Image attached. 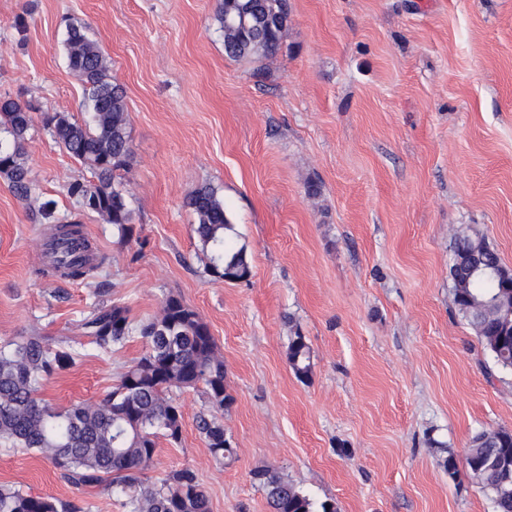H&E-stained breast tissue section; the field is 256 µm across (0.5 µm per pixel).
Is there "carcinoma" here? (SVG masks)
<instances>
[{
    "instance_id": "obj_1",
    "label": "carcinoma",
    "mask_w": 512,
    "mask_h": 512,
    "mask_svg": "<svg viewBox=\"0 0 512 512\" xmlns=\"http://www.w3.org/2000/svg\"><path fill=\"white\" fill-rule=\"evenodd\" d=\"M216 20L224 34V50L235 60L275 55L288 28V0H220ZM68 68L84 86L87 118L79 121L65 112H46L43 126L54 142L91 170L92 179L74 181L67 192L79 211L97 214L115 226L121 238L133 235V217L115 174L129 166L132 156L124 89L112 81L106 56L87 28L69 25L64 40ZM31 106L0 99V177L13 195L29 203L34 195L27 145L32 128ZM194 215L192 230L208 258V273L227 282L246 280L251 266L245 245L235 242L224 197L211 184L197 187L186 199ZM53 240L80 243L86 254L67 253L35 269L40 278L85 280L105 263L83 237L81 222L58 224ZM453 256L462 265L450 266L451 293L457 313L472 327L496 364L512 369V320L501 307H512V271L497 251L478 234L454 235ZM83 336L101 352L110 353L134 336L145 342L143 356L120 376L100 402L56 408L39 397L40 384L76 365L79 353L69 338L54 341L26 336L0 345V439L17 448L48 457L77 487L95 488L107 480L134 487L132 474L149 466L158 440L178 442L182 432L180 406L172 389L204 384L211 407L222 411L231 403L224 384V363L218 357L209 326L176 297L165 300L160 315L138 324L126 307L97 304L81 322ZM288 364L295 377H311V351L305 336L289 338ZM197 429L219 461L233 459L235 450L224 424L201 415ZM468 471L491 500L494 512H512V432L482 431L472 441ZM266 494L271 512H339L333 501L317 502L294 483L269 468L252 472ZM134 512H210V502L195 473L171 472L160 485L141 487ZM73 507L52 497L29 495L0 485V512H72Z\"/></svg>"
}]
</instances>
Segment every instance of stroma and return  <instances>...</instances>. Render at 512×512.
<instances>
[{
	"instance_id": "stroma-1",
	"label": "stroma",
	"mask_w": 512,
	"mask_h": 512,
	"mask_svg": "<svg viewBox=\"0 0 512 512\" xmlns=\"http://www.w3.org/2000/svg\"><path fill=\"white\" fill-rule=\"evenodd\" d=\"M219 3L0 0V96L33 106L38 199L67 223V187L90 177L42 124L46 112L83 116L63 46L79 23L126 91L134 224L123 241L82 214L106 265L84 281L41 279L53 224L34 223L0 180V343L34 331L80 342L77 364L40 395L97 402L145 345L101 354L81 319L118 302L139 321L180 298L224 362L233 402L217 417L236 455L217 463L197 430L205 386L176 390L181 438L160 440L137 483L187 467L211 512H269L251 478L269 466L340 512H493L464 461L476 434L512 431V370L456 312L449 267L468 229L512 268V0H289L283 44L260 61L226 56ZM205 183L248 248L249 280L205 271L184 205ZM294 325L311 349L305 382L287 360ZM0 483L81 512H133L128 494L73 486L5 442Z\"/></svg>"
}]
</instances>
